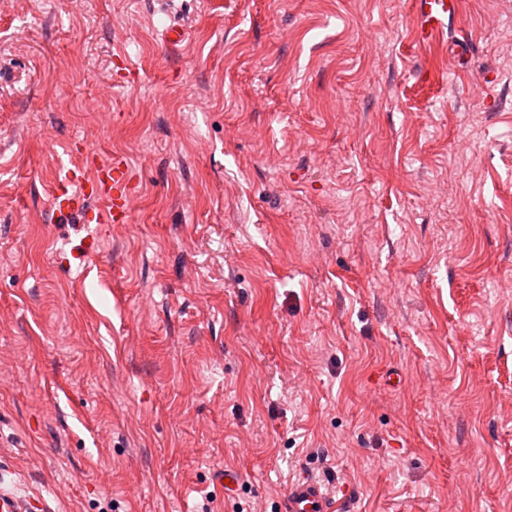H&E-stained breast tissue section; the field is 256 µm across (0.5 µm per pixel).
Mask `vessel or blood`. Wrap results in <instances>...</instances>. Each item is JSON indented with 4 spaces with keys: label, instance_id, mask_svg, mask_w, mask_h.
I'll list each match as a JSON object with an SVG mask.
<instances>
[{
    "label": "vessel or blood",
    "instance_id": "vessel-or-blood-1",
    "mask_svg": "<svg viewBox=\"0 0 512 512\" xmlns=\"http://www.w3.org/2000/svg\"><path fill=\"white\" fill-rule=\"evenodd\" d=\"M456 0H420L421 20L416 30L419 41L443 33L456 16ZM80 166L67 169L52 194L58 215L79 224H125L135 193L133 176L124 157L100 161L87 147L79 148ZM281 512H338L336 501L324 485L310 477L293 483Z\"/></svg>",
    "mask_w": 512,
    "mask_h": 512
}]
</instances>
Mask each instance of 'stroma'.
Masks as SVG:
<instances>
[{
    "label": "stroma",
    "mask_w": 512,
    "mask_h": 512,
    "mask_svg": "<svg viewBox=\"0 0 512 512\" xmlns=\"http://www.w3.org/2000/svg\"><path fill=\"white\" fill-rule=\"evenodd\" d=\"M417 23L0 9V494L279 512L315 476L348 512H512V0ZM72 140L128 160L129 223L53 213Z\"/></svg>",
    "instance_id": "obj_1"
}]
</instances>
